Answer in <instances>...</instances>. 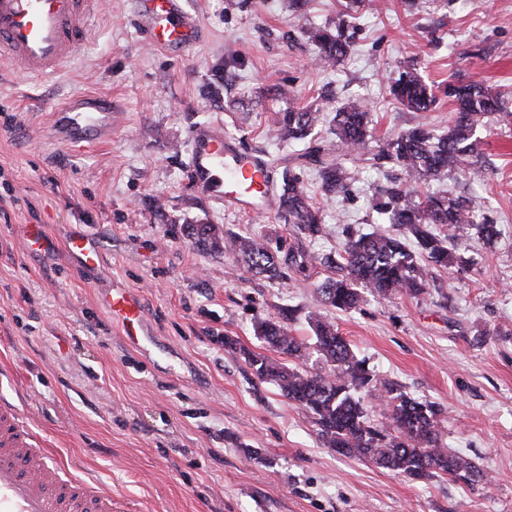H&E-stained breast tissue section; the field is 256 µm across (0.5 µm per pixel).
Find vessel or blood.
Returning <instances> with one entry per match:
<instances>
[{"mask_svg":"<svg viewBox=\"0 0 512 512\" xmlns=\"http://www.w3.org/2000/svg\"><path fill=\"white\" fill-rule=\"evenodd\" d=\"M97 0H0V61L29 75L55 73L70 61L86 40V20ZM139 15L152 42L182 50L198 37V24L183 13L178 0H139ZM65 142L97 139L112 128V111L104 100L72 99ZM224 160V177L231 189L224 193L226 206L255 212L266 207L262 189L267 172L254 155L231 150L223 138L197 139L198 182H207L214 160ZM70 253L95 262L99 253L86 236L71 234ZM114 319L123 328L128 344L141 341L143 310L125 289H113L106 298ZM0 512H112V494L93 489L68 476L60 459L38 440L11 403L0 401Z\"/></svg>","mask_w":512,"mask_h":512,"instance_id":"obj_1","label":"vessel or blood"}]
</instances>
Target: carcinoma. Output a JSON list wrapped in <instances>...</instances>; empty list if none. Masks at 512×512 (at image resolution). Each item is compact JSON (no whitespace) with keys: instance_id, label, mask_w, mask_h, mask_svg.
Listing matches in <instances>:
<instances>
[{"instance_id":"cac0c4a2","label":"carcinoma","mask_w":512,"mask_h":512,"mask_svg":"<svg viewBox=\"0 0 512 512\" xmlns=\"http://www.w3.org/2000/svg\"><path fill=\"white\" fill-rule=\"evenodd\" d=\"M306 35L326 69L335 67L352 48L341 30L312 28ZM390 94L413 112H428L437 101L432 87L414 66L399 73ZM445 94L455 112L439 134L412 127L375 153L370 146L369 109L354 99L335 109L332 132L336 142L311 147L301 155L317 166L321 190L327 195L347 194L360 172L333 157L337 148L377 168L390 161L405 176L389 181L375 196L373 209L384 216L390 230L346 233L339 252L342 263L338 264L345 274L321 285L325 305L353 309L361 301L362 290L384 300L395 295L419 298L428 292L438 270L457 261L459 231L474 229L486 241L500 234L497 225L480 213L474 199L451 189L423 194L415 188V184L442 174L468 180L485 177L486 156L478 131L492 117L512 122V110L499 93L482 82H450ZM272 121L280 141H304L323 122V112L306 105L276 112ZM278 203L298 240L297 246L288 248V265L303 269L315 256L304 248L302 236L313 238L322 232L323 213L289 169L282 174ZM191 238L196 248L217 254L231 252L270 280L281 276L280 257L258 233L225 237L213 224H196ZM306 319L313 333L311 344L293 334V314L282 312L255 324V336L264 343V351L245 348L230 336L224 337V349L242 355L259 381L273 384L283 397L308 412L326 448L415 479L446 476L468 486L488 480L479 464L443 443L436 405L420 402L391 384L378 387L375 375L340 335L334 321L320 311L309 313ZM312 357L318 367L310 370L307 362ZM377 402L388 409L387 428L373 419Z\"/></svg>"}]
</instances>
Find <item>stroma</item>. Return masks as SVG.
Instances as JSON below:
<instances>
[{"mask_svg":"<svg viewBox=\"0 0 512 512\" xmlns=\"http://www.w3.org/2000/svg\"><path fill=\"white\" fill-rule=\"evenodd\" d=\"M199 37L179 52L152 42L138 0L97 5L91 35L44 81L0 78V398L16 404L69 473L111 490L113 512H512V124L480 136L484 180H433L480 200L500 229L493 242L461 232L469 267L440 272L428 295H365L350 311L323 309L318 286L334 271L346 231H375L370 201L381 171L364 169L349 194L323 195L307 145L281 143L268 115L289 106L358 98L374 143L421 124L444 130L452 80H478L512 108V0H180ZM344 26L352 52L334 69L315 63L305 31ZM416 64L438 98L411 112L389 93ZM291 89L292 98L273 87ZM112 104V134L64 145L54 121L71 98ZM216 130L260 157L270 197L292 169L322 208L316 260L270 280L231 253L197 250L188 234L207 222L291 245L278 211L224 204L223 169L209 188L193 172L198 133ZM40 225L44 244L25 234ZM100 264L68 252L73 232ZM128 289L143 309L144 341L126 344L105 302ZM293 308L294 335L326 310L378 380L439 405L443 440L489 481L413 479L323 447L309 413L258 381L232 336L262 350L257 320Z\"/></svg>","mask_w":512,"mask_h":512,"instance_id":"1","label":"stroma"}]
</instances>
